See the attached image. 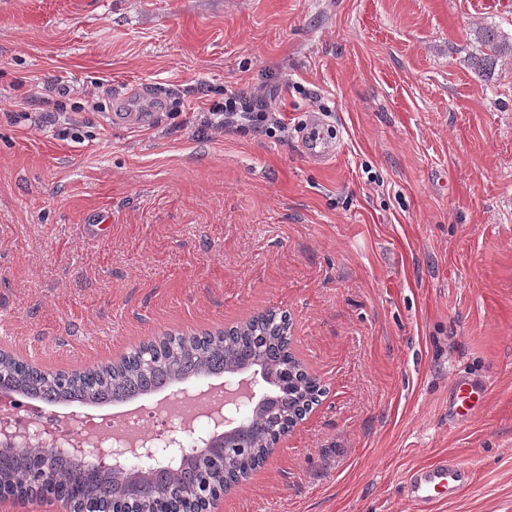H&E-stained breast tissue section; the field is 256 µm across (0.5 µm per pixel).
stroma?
<instances>
[{
    "instance_id": "obj_1",
    "label": "stroma",
    "mask_w": 512,
    "mask_h": 512,
    "mask_svg": "<svg viewBox=\"0 0 512 512\" xmlns=\"http://www.w3.org/2000/svg\"><path fill=\"white\" fill-rule=\"evenodd\" d=\"M486 25L511 39L512 0H0V351L80 371L280 310L325 392L211 512H414L407 472L444 455L475 479L438 512H512V54L474 73ZM265 82L285 133L197 134ZM460 374L487 397L452 422Z\"/></svg>"
}]
</instances>
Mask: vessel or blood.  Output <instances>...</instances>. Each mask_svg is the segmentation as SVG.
<instances>
[{"label":"vessel or blood","mask_w":512,"mask_h":512,"mask_svg":"<svg viewBox=\"0 0 512 512\" xmlns=\"http://www.w3.org/2000/svg\"><path fill=\"white\" fill-rule=\"evenodd\" d=\"M485 388L465 377H458L452 385L448 399L450 415L459 421L469 414L472 398L483 397ZM472 481V472L454 458L445 456L438 461L416 466L405 477V493L416 512H433L435 506L456 498Z\"/></svg>","instance_id":"b4317fda"}]
</instances>
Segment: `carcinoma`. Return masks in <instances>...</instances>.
I'll use <instances>...</instances> for the list:
<instances>
[{
    "mask_svg": "<svg viewBox=\"0 0 512 512\" xmlns=\"http://www.w3.org/2000/svg\"><path fill=\"white\" fill-rule=\"evenodd\" d=\"M478 53L471 64L492 69L504 50L502 32L490 26L476 31ZM290 320L285 312L268 310L217 334L168 336L140 345L112 366L83 372H45L0 355V379L9 390L32 400L52 396V402L100 405L123 403L133 395L148 397L156 383L176 385L188 377L260 370L262 397L233 430L237 443L224 452L195 451L179 456L165 468L141 471L81 473L70 457L48 458L23 448L0 452V487L29 489L43 475L59 488L78 490L82 512H106L109 507L134 512H159L165 506L197 512L202 497L212 498L249 478L269 457L276 439L286 435L318 404L325 389L291 351Z\"/></svg>",
    "mask_w": 512,
    "mask_h": 512,
    "instance_id": "obj_1",
    "label": "carcinoma"
}]
</instances>
